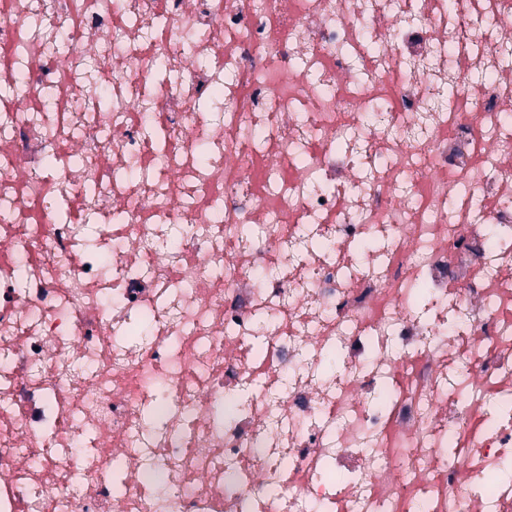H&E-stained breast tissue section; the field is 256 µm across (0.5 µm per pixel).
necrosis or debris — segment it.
<instances>
[{
  "label": "necrosis or debris",
  "instance_id": "obj_1",
  "mask_svg": "<svg viewBox=\"0 0 512 512\" xmlns=\"http://www.w3.org/2000/svg\"><path fill=\"white\" fill-rule=\"evenodd\" d=\"M0 512H512V0H0Z\"/></svg>",
  "mask_w": 512,
  "mask_h": 512
}]
</instances>
